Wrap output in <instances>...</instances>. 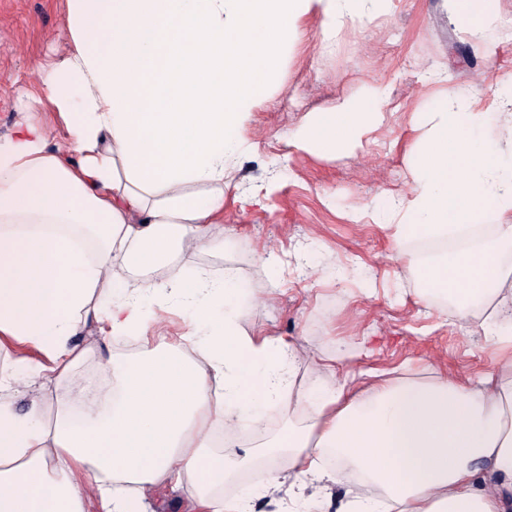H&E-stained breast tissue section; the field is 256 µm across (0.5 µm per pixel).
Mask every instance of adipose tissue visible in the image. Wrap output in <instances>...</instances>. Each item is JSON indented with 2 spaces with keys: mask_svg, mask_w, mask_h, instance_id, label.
I'll use <instances>...</instances> for the list:
<instances>
[{
  "mask_svg": "<svg viewBox=\"0 0 512 512\" xmlns=\"http://www.w3.org/2000/svg\"><path fill=\"white\" fill-rule=\"evenodd\" d=\"M384 0H67L69 54L45 72L39 100L64 127L67 150L26 122L0 139V348L36 345L35 376L69 379L88 324L133 336L139 350L107 358L116 390L102 409L47 421L0 400V512H138L162 488L194 498L198 512H248L249 497H213L231 473L212 433L259 428L266 406L307 405L305 423L267 442L273 499L285 479L348 488L343 512H512V85L498 112H475L445 93L425 119L396 242L439 246L421 265L419 297L452 298L456 317L491 308L501 364L474 384L376 377L355 386L294 389L295 344L245 330L253 291L231 275L186 273L176 249L224 239V179L253 106L278 76V57L303 18L331 45L337 26L373 18ZM378 93L340 100L288 135L332 157L360 145L380 120ZM492 215L494 224L481 225ZM165 266L162 279L142 272ZM154 300L190 312L170 350L152 341ZM287 467H280V459Z\"/></svg>",
  "mask_w": 512,
  "mask_h": 512,
  "instance_id": "ef3b65f1",
  "label": "adipose tissue"
}]
</instances>
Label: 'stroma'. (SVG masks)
<instances>
[{
  "label": "stroma",
  "mask_w": 512,
  "mask_h": 512,
  "mask_svg": "<svg viewBox=\"0 0 512 512\" xmlns=\"http://www.w3.org/2000/svg\"><path fill=\"white\" fill-rule=\"evenodd\" d=\"M497 12L475 42L452 0H387L372 21L337 30L328 49L318 20L305 18L282 54L270 97L250 112L244 147L224 183V243L181 250L177 259L218 276L235 269L256 293L243 327L298 345V389L318 380L333 386L346 374L374 369L419 382L439 374L462 379L498 363L485 330L456 319L452 301L419 300L422 247L412 241L396 248L392 228L375 217L383 202L410 193L412 165L428 136L418 114L430 99L464 88L482 110L512 82V0H498ZM65 16L66 0H0V138L34 118L46 124L52 147L66 148L51 114L16 96L18 87H37L44 66L67 53ZM367 85L380 91L384 118L360 146L323 158L289 145L286 132L309 113L331 111ZM79 344L88 353L76 366V382L44 387L29 383L42 359L32 345L14 342L0 351V361L13 362L19 377L11 396L18 409L36 399L49 414L67 410L84 382L102 373L101 348L125 355V340L104 342L91 326ZM327 357L335 360L332 369L317 370L315 359ZM302 422L300 411L283 401L269 410L263 428L243 430L229 453L252 459L215 496L231 500L257 489L256 475L267 472L263 443Z\"/></svg>",
  "instance_id": "stroma-1"
}]
</instances>
